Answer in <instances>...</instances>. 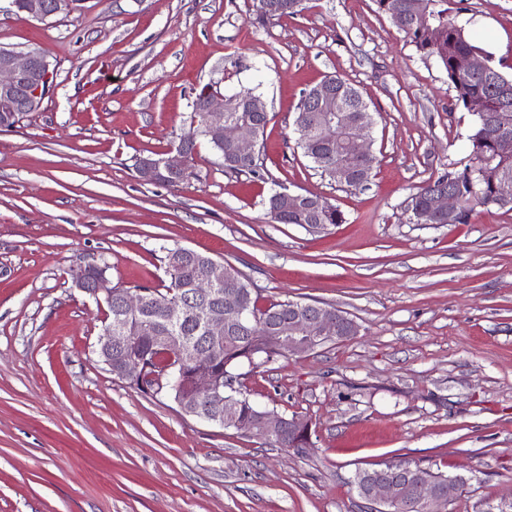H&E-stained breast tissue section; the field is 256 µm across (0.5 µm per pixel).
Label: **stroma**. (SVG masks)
Masks as SVG:
<instances>
[{"label":"stroma","instance_id":"stroma-1","mask_svg":"<svg viewBox=\"0 0 512 512\" xmlns=\"http://www.w3.org/2000/svg\"><path fill=\"white\" fill-rule=\"evenodd\" d=\"M0 0V46L45 50L53 87L0 130V512H363L356 469L413 460L462 476L450 512H512V210L414 224L417 189L470 162L473 110L376 0H306L260 25L255 0H83L47 21ZM512 75V0H448ZM338 75L374 117L368 185L342 186L297 148L303 90ZM261 94V177L137 178L188 131L202 89ZM328 199L344 223L275 224L272 191ZM238 268L262 303L330 305L358 336L242 376L259 407L308 419L313 448L185 415L112 375L104 307L81 262L160 285L168 248Z\"/></svg>","mask_w":512,"mask_h":512}]
</instances>
